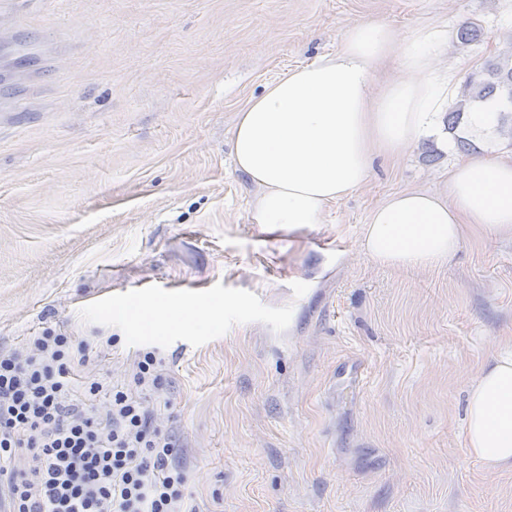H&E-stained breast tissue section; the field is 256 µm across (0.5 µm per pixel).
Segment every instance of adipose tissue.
Wrapping results in <instances>:
<instances>
[{"mask_svg": "<svg viewBox=\"0 0 512 512\" xmlns=\"http://www.w3.org/2000/svg\"><path fill=\"white\" fill-rule=\"evenodd\" d=\"M399 58L400 75L374 88L377 65ZM425 27L397 36L376 19L344 31L335 54L295 67L238 112L235 167L256 186L254 223L269 232L322 223L361 188L376 157L414 148L436 129L451 79ZM512 235V156L463 160L443 191L406 190L370 212L360 249L404 270L443 265L470 237ZM462 442L492 470L512 469V336L501 337L471 380Z\"/></svg>", "mask_w": 512, "mask_h": 512, "instance_id": "ef3b65f1", "label": "adipose tissue"}]
</instances>
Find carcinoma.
I'll list each match as a JSON object with an SVG mask.
<instances>
[{
	"instance_id": "carcinoma-1",
	"label": "carcinoma",
	"mask_w": 512,
	"mask_h": 512,
	"mask_svg": "<svg viewBox=\"0 0 512 512\" xmlns=\"http://www.w3.org/2000/svg\"><path fill=\"white\" fill-rule=\"evenodd\" d=\"M512 87V54L504 52L486 60L466 78L455 108L448 113L447 128L453 133L473 105L491 98H505V88Z\"/></svg>"
}]
</instances>
